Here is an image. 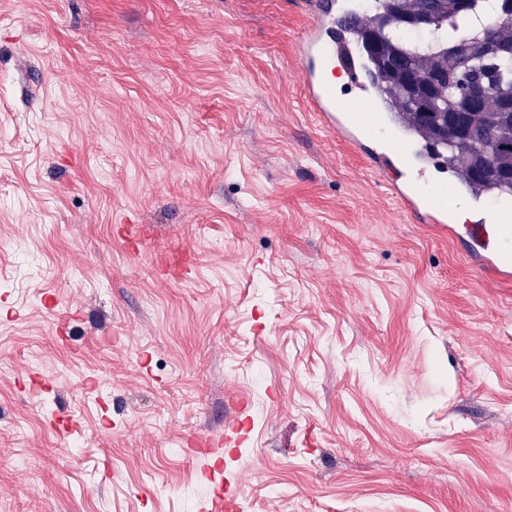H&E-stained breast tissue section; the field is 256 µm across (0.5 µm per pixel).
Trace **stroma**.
I'll use <instances>...</instances> for the list:
<instances>
[{
  "mask_svg": "<svg viewBox=\"0 0 512 512\" xmlns=\"http://www.w3.org/2000/svg\"><path fill=\"white\" fill-rule=\"evenodd\" d=\"M321 0H0V512H512V278L324 127ZM139 225L129 235L127 223ZM241 442V437L234 429L224 431V436L212 437L209 440H197L192 444L191 450L195 454H201L206 458L217 456L224 446H236ZM219 473V478L217 479L215 476V470L207 467L205 473L209 477L211 481L215 483V488L213 490V494L205 505L204 511L206 512H223L224 507L228 510H235V495L234 494H226L224 497V476L222 470H217ZM228 501L226 504L225 502Z\"/></svg>",
  "mask_w": 512,
  "mask_h": 512,
  "instance_id": "35a3bbf8",
  "label": "stroma"
}]
</instances>
